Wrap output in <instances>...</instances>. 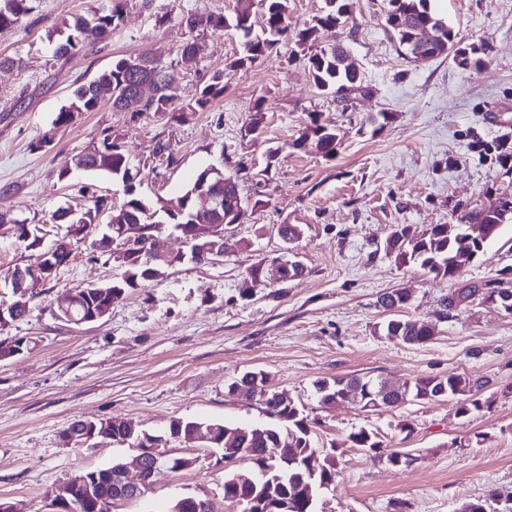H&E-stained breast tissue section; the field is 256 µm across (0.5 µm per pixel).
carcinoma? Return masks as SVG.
<instances>
[{"label":"carcinoma","instance_id":"obj_1","mask_svg":"<svg viewBox=\"0 0 512 512\" xmlns=\"http://www.w3.org/2000/svg\"><path fill=\"white\" fill-rule=\"evenodd\" d=\"M33 0H0V31L17 26L23 17L32 10ZM288 0H236L234 14L226 17L214 13H188L181 18L188 32L205 30H223L233 28L242 33L243 55L231 61L229 70L234 71L244 65L272 53L281 42L292 37L299 45L317 40L322 28L338 27L344 24L343 18L350 14L349 0H325L326 10L308 28L288 34L285 16ZM261 8L262 35L252 37L256 8ZM123 0H112L108 8H99L88 16H79L73 23L65 25V36L55 46V55L59 58L75 54L85 46V40L93 35L99 41H106L112 36L122 20ZM387 25L392 31L404 54L414 62H425L440 56L453 54L458 43L457 33L430 9L429 0H389ZM427 28L436 34V38L424 45L418 39V30ZM204 45L196 39L184 42L180 49V63L191 70L196 66ZM307 63L314 85L323 94L333 97L338 103L345 104L356 95L368 92L355 61L342 49L322 50L307 57ZM150 80L155 84L157 97L146 100L140 95V85ZM170 77L148 52L120 57L112 61L110 68L98 73L90 81L80 85L75 91L69 106L61 109L53 121L52 128L58 130L75 122L84 112H94L109 105L118 112H128L136 118L146 112H163L171 119L179 120L183 112H195L205 108L212 99L224 91V73L217 72L203 86L201 95L192 102L180 107L175 105L173 95L169 94ZM313 138L318 150L327 158L336 155L338 138L334 130L312 122L302 141ZM82 169L99 172L126 189V201L118 208L108 203L103 196L91 195L92 207L79 216L70 215L67 210L55 211L49 223L56 224L62 220L68 223V230L62 243H56L38 255L36 264L16 266L11 271V278L22 272H35L49 263L48 254H55L64 248V243H72L79 234L75 226L80 224H97L98 238L103 242L99 250L102 255L112 254V246L124 247L127 256L134 258L136 264L123 266V275L99 285L95 290L78 288L75 293L64 292L56 297V311L64 316L72 313L76 318H84L91 309L110 306L118 300L126 289L141 281L146 271L154 276L163 270L176 267L189 260L196 264L210 262V257L203 254L206 240H199L192 246V251L184 256L178 254L162 264H148V258L141 250L126 246L122 236L126 224H141L146 235L155 234L159 224H167L184 234L191 231V225L231 224L233 216L242 208L243 197L240 194L238 180L232 176L219 181L213 175H207L208 169H202L192 184L177 197V204L172 200H160L157 206L145 202L136 193L128 167V158L123 152L117 138L110 134L103 137L102 147L93 148L74 155L60 166L58 180L67 177L68 170ZM216 195L221 202L219 210L212 214H199L194 207V199L201 189ZM106 215V222L98 223L100 215ZM512 223V198L505 199L495 209L469 212L463 215L457 224H434L420 237H411L405 229L398 228L386 240L385 250L394 255L396 262L404 265L418 263L428 273L436 277L456 279L460 277L462 267L471 258L480 253L484 246L492 241L504 224ZM14 225L16 240L28 248L40 245L42 228L28 224L0 211V225ZM300 266L294 260H283L276 269L271 270L262 265L251 269L250 277L254 281L269 278L285 281L297 276ZM461 291L470 292V296L479 293L487 297L510 294L511 288H485L476 283H465ZM410 295L403 290L384 294L378 304L388 311L406 307ZM385 335L401 340L405 344L420 345L428 342L433 335L431 325L419 320H402L393 318L382 326ZM267 375L262 371L246 373L232 387L247 386L252 396L262 405L265 413L276 420L273 425L241 427L230 426L220 422H199L191 419L177 418L169 426V434L183 440L207 437L205 445L209 448H237L241 450L240 459L250 466L246 470L233 471L224 478V499L238 504L243 498L264 500L269 504L286 499L290 504L288 512H316V502L322 491V482L335 478L336 458L331 452H323L314 447L310 439V429L300 410L294 402L283 404L272 398L273 390L265 387ZM386 382L360 376L337 378L331 382L322 380L316 383L320 402L333 405L351 401L363 408L372 410L397 407L404 403L405 397L419 400L452 398L457 400L456 413L465 416L481 408L477 398H465L471 392H479L483 385L478 380L467 376L452 375L448 377L427 376L405 383L401 390H385ZM95 440L99 442L127 443L126 421L122 418L106 420L98 424ZM350 441L355 448L368 450L376 457L386 456L393 465H409L411 457L397 451L384 453L382 445L365 429L350 434ZM277 448L279 455L268 456L266 449ZM113 468L93 469L81 474L92 481L94 492L87 496L85 482L79 481L73 486L71 508L67 512H111L112 504L118 500Z\"/></svg>","mask_w":512,"mask_h":512}]
</instances>
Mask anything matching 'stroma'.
<instances>
[{"mask_svg":"<svg viewBox=\"0 0 512 512\" xmlns=\"http://www.w3.org/2000/svg\"><path fill=\"white\" fill-rule=\"evenodd\" d=\"M108 2L34 0L17 27L0 31V186L13 187L0 195V211L48 223L52 241L66 232L49 224L52 212L89 208L84 186L121 206L124 188L106 176L57 178L65 160L107 132L139 167L137 191L147 201L178 195L199 169L214 165L237 177L244 204L222 262L166 270L127 289L102 320L76 327L55 316L56 296L121 271L114 258L82 244L34 288L27 316L0 327V342L29 343L0 360V499L17 512H58L55 497L75 476L133 455L126 445L63 443V430L77 419L120 417L153 436L166 435L176 418L269 424L254 398L231 388L245 372L261 370L298 406L315 447L336 451V478L317 512H460L491 496L498 512H512V314L480 295L449 312L442 306L464 282L512 287V223L456 280L385 252L394 230L417 237L512 196V144H503L512 141V0H430L474 49L477 62L466 68L449 57L407 59L386 23L388 0H349L342 26L321 29L313 43L282 44L235 71L227 68L243 52L235 30L201 33L205 51L193 69L180 65L179 50L187 38L183 14L229 16L236 0H153L148 9L125 0L108 41L55 59L49 34ZM339 45L371 89L344 105L315 88L306 61ZM143 51L170 74L176 103L198 97L217 72L223 94L181 122L104 106L58 130L50 151L32 150L73 100L78 78ZM258 104L264 120L254 133ZM381 111L392 120L379 129L368 118ZM314 122L336 131L334 158L301 142ZM160 141L171 158L154 155ZM283 224L298 225L299 238L285 243ZM284 255L300 261V276L251 281V268ZM34 261V250L0 229V301L14 298L8 272ZM401 289L411 296L402 318L434 328L426 344L381 331L393 314L378 299ZM354 374L396 386L465 374L483 380L482 407L460 416L445 398L379 410L320 403L316 381ZM362 428L385 450L409 454L411 465L353 447L349 436ZM165 452L194 464L160 468L143 496L115 503L112 512H169L184 497L210 501L213 512H241L224 498L222 449L173 439Z\"/></svg>","mask_w":512,"mask_h":512,"instance_id":"obj_1","label":"stroma"}]
</instances>
